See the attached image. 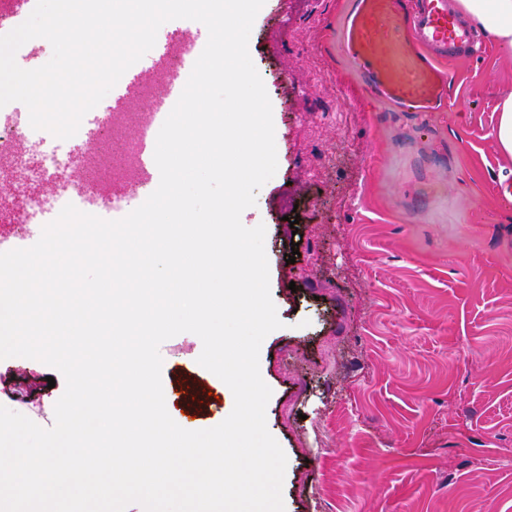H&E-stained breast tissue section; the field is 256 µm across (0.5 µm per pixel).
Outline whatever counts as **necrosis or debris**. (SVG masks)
I'll use <instances>...</instances> for the list:
<instances>
[{
    "instance_id": "1",
    "label": "necrosis or debris",
    "mask_w": 512,
    "mask_h": 512,
    "mask_svg": "<svg viewBox=\"0 0 512 512\" xmlns=\"http://www.w3.org/2000/svg\"><path fill=\"white\" fill-rule=\"evenodd\" d=\"M94 112V123L107 147L88 154L75 146L43 151L45 131L19 125L16 106L0 108V178L11 182L20 198L13 217L16 238L28 236L31 224L37 222L50 202L79 199L108 205L113 188L133 185L137 145L127 141L126 130L144 121L143 112L132 108L119 114L99 106ZM46 181L56 188L54 199H47L40 190Z\"/></svg>"
}]
</instances>
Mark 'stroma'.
Here are the masks:
<instances>
[{"mask_svg":"<svg viewBox=\"0 0 512 512\" xmlns=\"http://www.w3.org/2000/svg\"><path fill=\"white\" fill-rule=\"evenodd\" d=\"M351 0H265L249 54L271 101L277 171L243 224H264L281 322L260 348L285 512H512V158L496 142L512 49L450 64L453 107L398 112L342 42ZM298 224H289V216ZM160 346L164 386L234 405L197 359ZM54 383H47V376ZM63 377L0 360V405L54 423ZM481 465H473L474 457Z\"/></svg>","mask_w":512,"mask_h":512,"instance_id":"1","label":"stroma"}]
</instances>
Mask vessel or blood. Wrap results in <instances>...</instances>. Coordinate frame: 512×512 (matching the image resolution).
<instances>
[{
  "label": "vessel or blood",
  "mask_w": 512,
  "mask_h": 512,
  "mask_svg": "<svg viewBox=\"0 0 512 512\" xmlns=\"http://www.w3.org/2000/svg\"><path fill=\"white\" fill-rule=\"evenodd\" d=\"M207 39V29L200 23L189 37L181 29L173 30L181 62L166 72L161 91L152 99L149 118L137 131L138 185L136 190L120 192L123 204L113 208V219L125 217L158 187L156 134L178 101ZM343 43L368 92L404 112H430L446 104L450 79L441 74L440 60L470 58L484 46L478 31L449 0H354ZM146 80L145 74L125 72L113 88V111L127 110L133 92Z\"/></svg>",
  "instance_id": "vessel-or-blood-1"
}]
</instances>
